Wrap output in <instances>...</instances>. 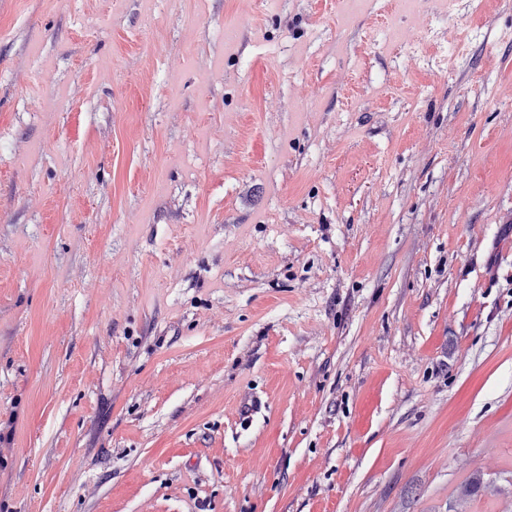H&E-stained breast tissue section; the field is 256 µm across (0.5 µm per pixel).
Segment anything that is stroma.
Returning a JSON list of instances; mask_svg holds the SVG:
<instances>
[{
    "label": "stroma",
    "mask_w": 512,
    "mask_h": 512,
    "mask_svg": "<svg viewBox=\"0 0 512 512\" xmlns=\"http://www.w3.org/2000/svg\"><path fill=\"white\" fill-rule=\"evenodd\" d=\"M0 430V512H512V5L0 0Z\"/></svg>",
    "instance_id": "obj_1"
}]
</instances>
